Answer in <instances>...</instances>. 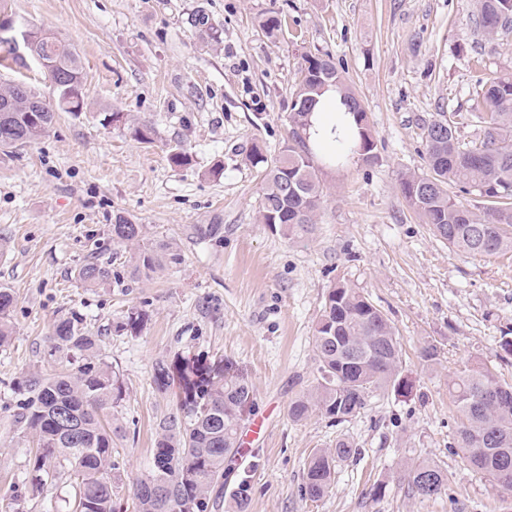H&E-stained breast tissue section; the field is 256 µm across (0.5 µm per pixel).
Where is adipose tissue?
<instances>
[{
	"instance_id": "adipose-tissue-1",
	"label": "adipose tissue",
	"mask_w": 512,
	"mask_h": 512,
	"mask_svg": "<svg viewBox=\"0 0 512 512\" xmlns=\"http://www.w3.org/2000/svg\"><path fill=\"white\" fill-rule=\"evenodd\" d=\"M304 135L312 150L327 159L335 155L345 142L356 138L353 117L335 90H326L319 97Z\"/></svg>"
}]
</instances>
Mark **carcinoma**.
<instances>
[{
  "mask_svg": "<svg viewBox=\"0 0 512 512\" xmlns=\"http://www.w3.org/2000/svg\"><path fill=\"white\" fill-rule=\"evenodd\" d=\"M477 24L489 34L512 25V0H480ZM51 82L55 105H50L23 82L0 86V149H14L44 136L54 112L84 109L82 66L64 41L38 28L25 48ZM333 88L356 117L359 141L349 149L368 161L376 148L365 110L330 55L309 56L293 92L289 121L292 138L280 155L268 159L260 151L251 163L262 168L260 222L285 237L309 232L315 223L321 192L312 153L298 130L308 124L317 97ZM474 110L480 116V134L466 144L458 128L448 127L445 115L423 126L428 172L402 178L404 199L423 223L465 254L493 256L512 251V72L481 88ZM108 123L131 126L133 137L153 142L151 126L134 122L122 112L108 115ZM454 185L465 194L476 191L483 199L481 213L452 197ZM112 242L132 250L131 275L148 277L166 265L178 264L181 255L172 243L151 239L144 225L115 218ZM87 287L111 280L112 269L93 258L76 271ZM11 291L0 289V347L11 344L14 326ZM50 352L77 366L53 374L31 373L16 383L27 394L21 403L23 433L36 441L28 460L33 492L47 482L73 487L69 512H117L123 486L114 460V438L121 427L104 424L124 400L120 375L101 353L98 337L76 315H63L53 324ZM315 384L292 399L288 416L301 422L320 414L340 424L356 416L375 391L409 392L402 368V350L394 327L380 309L359 291L345 284L332 288L314 329ZM176 382L183 397L176 413L163 424L153 467L133 484L136 512H210L217 502L210 489L224 480V464L238 452L241 411L253 402V389L224 370L186 359L156 364L154 384L165 390ZM456 404L459 425L456 447L469 467L498 484L499 457L512 462V384L500 381L484 368L470 370L448 386ZM498 449L487 453L482 447ZM358 448L347 437L320 449L309 458L304 476L308 498L319 500L329 491L336 468L354 458ZM408 489L431 499L446 489L448 475L438 466L421 462L405 474ZM250 484L239 482L233 499L246 512Z\"/></svg>",
  "mask_w": 512,
  "mask_h": 512,
  "instance_id": "carcinoma-1",
  "label": "carcinoma"
}]
</instances>
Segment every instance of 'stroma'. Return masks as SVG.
<instances>
[{
	"label": "stroma",
	"instance_id": "obj_1",
	"mask_svg": "<svg viewBox=\"0 0 512 512\" xmlns=\"http://www.w3.org/2000/svg\"><path fill=\"white\" fill-rule=\"evenodd\" d=\"M478 9V0H9L18 22L76 50L85 107L56 112L41 139L0 152V287L15 296V336L0 348V498L31 493L16 383L66 369L48 336L73 312L124 381L123 512H135L132 486L150 471L160 428L176 411L179 389L158 391L155 366L182 358L223 365L253 389L226 484L211 492L214 512H233L243 479L248 512H512V493L455 448L448 395L449 382L477 366L512 383V353L501 348L512 338V252L453 251L399 186L427 170L423 125L450 113L462 137L474 138L473 98L512 72V32L482 34ZM198 12L221 29L220 42L193 26ZM269 16L282 21L272 38L259 26ZM323 54L360 99L376 149L368 161L316 159V224L288 239L259 221L262 176L249 154L257 146L279 156L305 59ZM113 111L150 122L155 143L104 125ZM174 148L188 164L169 162ZM119 214L176 243L181 263L132 278L130 249L112 241ZM199 224L223 225V238L198 237ZM93 257L112 269L99 288L75 276ZM340 283L393 323L413 388L374 392L340 424L318 414L295 423L288 403L312 385L314 327ZM131 310L144 316L135 333L120 328ZM429 345L438 351L430 363L421 357ZM340 436L359 453L311 500L305 463ZM420 462L448 474L437 498L407 489L404 471Z\"/></svg>",
	"mask_w": 512,
	"mask_h": 512
}]
</instances>
